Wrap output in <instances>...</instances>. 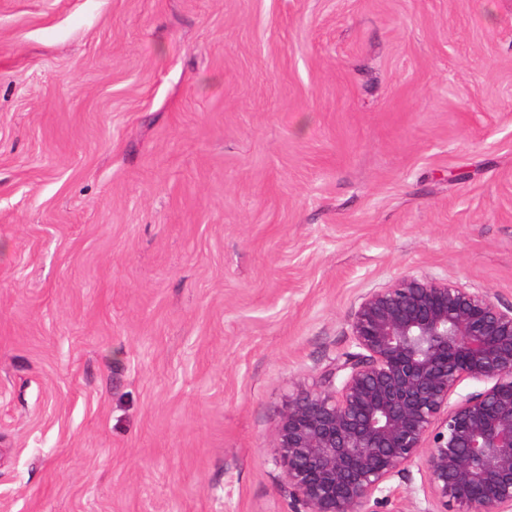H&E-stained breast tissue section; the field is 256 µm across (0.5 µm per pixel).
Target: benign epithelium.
<instances>
[{
  "mask_svg": "<svg viewBox=\"0 0 512 512\" xmlns=\"http://www.w3.org/2000/svg\"><path fill=\"white\" fill-rule=\"evenodd\" d=\"M356 348L288 397L274 448L297 512H361L421 463L422 512H512V307L405 276L362 298ZM465 380L483 388L450 402Z\"/></svg>",
  "mask_w": 512,
  "mask_h": 512,
  "instance_id": "7a95c632",
  "label": "benign epithelium"
}]
</instances>
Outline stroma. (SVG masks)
Instances as JSON below:
<instances>
[{"instance_id": "1", "label": "stroma", "mask_w": 512, "mask_h": 512, "mask_svg": "<svg viewBox=\"0 0 512 512\" xmlns=\"http://www.w3.org/2000/svg\"><path fill=\"white\" fill-rule=\"evenodd\" d=\"M405 276L512 305V0H0V512H293Z\"/></svg>"}]
</instances>
